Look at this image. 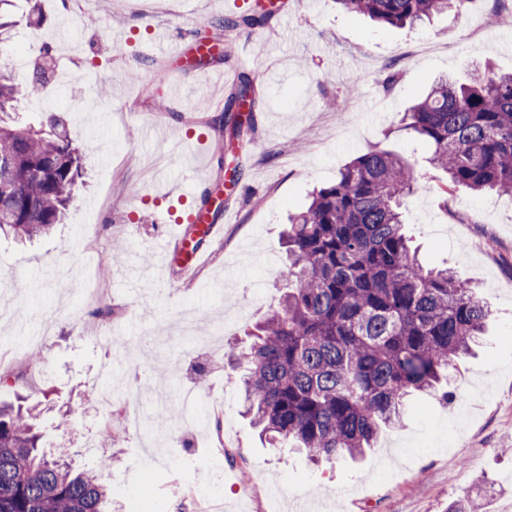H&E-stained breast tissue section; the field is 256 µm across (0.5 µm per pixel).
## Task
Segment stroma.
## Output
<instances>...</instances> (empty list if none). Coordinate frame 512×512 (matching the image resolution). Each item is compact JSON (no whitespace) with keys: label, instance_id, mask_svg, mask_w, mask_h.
Listing matches in <instances>:
<instances>
[{"label":"stroma","instance_id":"stroma-1","mask_svg":"<svg viewBox=\"0 0 512 512\" xmlns=\"http://www.w3.org/2000/svg\"><path fill=\"white\" fill-rule=\"evenodd\" d=\"M270 1L268 24L223 32L252 40L263 74L247 133L257 150L225 145L193 69L180 75L183 99L152 108L143 88L166 65L153 30ZM41 9L35 19L28 0H15L18 24L0 42V66L13 78L44 82L43 95L16 110L37 125L52 109L74 145H94L64 223L31 244L0 239V356L13 358L0 365V400L50 390L36 419L46 454L95 471L112 512H127L144 477L155 512H175L184 485L209 493L214 512H294L306 496L328 512H444L464 496L482 512H512V198L462 186L443 196L447 177L430 165L431 145L399 130L438 78L462 81L485 65L512 73V50L500 44L512 25L485 20L512 14V0H476L470 13L411 28L377 25L336 0H42ZM373 147L414 165L421 186L405 216L421 261L477 286L492 318L452 373L453 398L416 396L402 425L363 456L316 466L259 439L226 354L244 349L280 302L289 214ZM165 174L206 182L213 208L232 215L188 278L151 255L184 207L163 188ZM103 304L109 313H98ZM160 389L171 401L198 391L200 426L172 410L166 443L141 440L127 421L95 447L106 401L125 399L129 412L151 417Z\"/></svg>","mask_w":512,"mask_h":512}]
</instances>
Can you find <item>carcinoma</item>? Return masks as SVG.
I'll use <instances>...</instances> for the list:
<instances>
[{
	"label": "carcinoma",
	"instance_id": "cac0c4a2",
	"mask_svg": "<svg viewBox=\"0 0 512 512\" xmlns=\"http://www.w3.org/2000/svg\"><path fill=\"white\" fill-rule=\"evenodd\" d=\"M385 26L412 25L472 0H337ZM273 11L203 20L199 32L265 25ZM261 80L243 73L224 110V129L252 126ZM28 87L0 73V236L32 240L61 222L81 177V154L64 123L19 120ZM430 142L431 165L456 186L512 197V74L491 69L464 83L440 81L403 116ZM418 188L413 166L373 148L336 181L313 192L289 219L290 284L250 333L239 377L246 412L260 433L290 443L316 463L357 457L382 428L401 422L417 392L448 397V369L468 355L490 311L476 289L446 268L422 264L402 219ZM41 403L0 405V512H109L111 490L39 449L33 420Z\"/></svg>",
	"mask_w": 512,
	"mask_h": 512
}]
</instances>
